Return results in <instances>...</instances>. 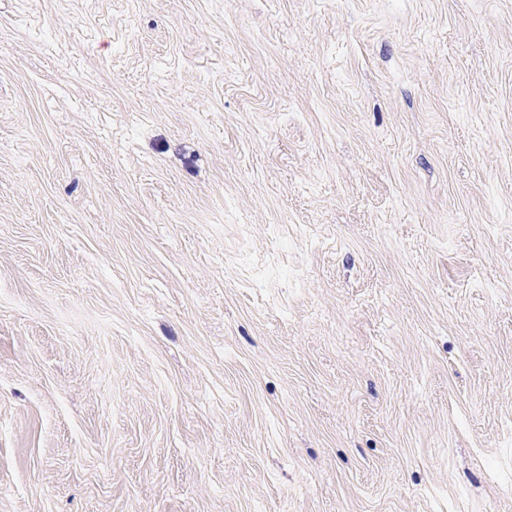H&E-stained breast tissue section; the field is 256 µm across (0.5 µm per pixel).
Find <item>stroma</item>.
I'll use <instances>...</instances> for the list:
<instances>
[{
    "instance_id": "1",
    "label": "stroma",
    "mask_w": 512,
    "mask_h": 512,
    "mask_svg": "<svg viewBox=\"0 0 512 512\" xmlns=\"http://www.w3.org/2000/svg\"><path fill=\"white\" fill-rule=\"evenodd\" d=\"M0 512H512V0H0Z\"/></svg>"
}]
</instances>
